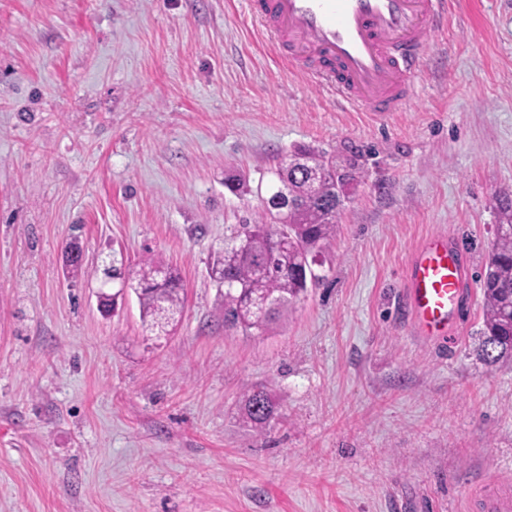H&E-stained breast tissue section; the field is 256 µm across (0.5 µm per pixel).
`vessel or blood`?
<instances>
[{"instance_id":"obj_1","label":"vessel or blood","mask_w":512,"mask_h":512,"mask_svg":"<svg viewBox=\"0 0 512 512\" xmlns=\"http://www.w3.org/2000/svg\"><path fill=\"white\" fill-rule=\"evenodd\" d=\"M250 12L290 64L315 84L367 112H394L414 99L411 77L426 68L448 19V0H249ZM465 263L442 234L427 236L407 269L405 307L416 335L455 344ZM478 512H512V499L486 492Z\"/></svg>"}]
</instances>
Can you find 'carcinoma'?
Wrapping results in <instances>:
<instances>
[{"mask_svg":"<svg viewBox=\"0 0 512 512\" xmlns=\"http://www.w3.org/2000/svg\"><path fill=\"white\" fill-rule=\"evenodd\" d=\"M282 161L276 182L263 199L264 212L284 206L282 186L288 184L291 206L283 211L285 246H269V224H240L215 253L210 276L224 289V330L244 335L262 333L282 320L319 277L313 265L321 248L336 235V218L343 203L336 202L334 184L315 182L305 168H287ZM498 224L491 256L480 278L483 296L482 328L477 355L492 366L512 358V194L496 198ZM104 275L132 290L147 329L166 335L181 314L184 289L178 272L161 258L150 255L129 266H112ZM243 414L257 433L266 430L276 405L264 391L247 393Z\"/></svg>","mask_w":512,"mask_h":512,"instance_id":"carcinoma-1","label":"carcinoma"}]
</instances>
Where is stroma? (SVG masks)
Wrapping results in <instances>:
<instances>
[{
  "label": "stroma",
  "mask_w": 512,
  "mask_h": 512,
  "mask_svg": "<svg viewBox=\"0 0 512 512\" xmlns=\"http://www.w3.org/2000/svg\"><path fill=\"white\" fill-rule=\"evenodd\" d=\"M453 2L414 103L378 117L244 0H0V512H468L480 474L512 493V361L474 352L512 192V0ZM300 148L356 167L321 280L226 333L208 265ZM434 233L468 262L450 347L401 312ZM150 253L185 294L159 338L135 295L97 305L100 268ZM243 414L250 427L257 433L266 430L276 415V405L264 391L247 393L241 400Z\"/></svg>",
  "instance_id": "1"
}]
</instances>
